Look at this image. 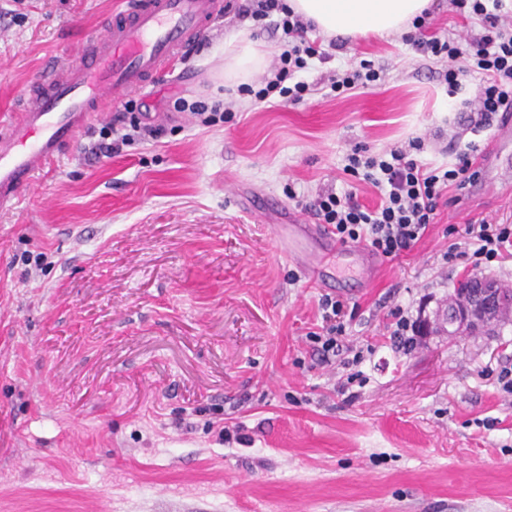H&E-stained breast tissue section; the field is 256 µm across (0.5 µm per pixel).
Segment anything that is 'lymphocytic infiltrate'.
Instances as JSON below:
<instances>
[{"instance_id": "f902f5d3", "label": "lymphocytic infiltrate", "mask_w": 512, "mask_h": 512, "mask_svg": "<svg viewBox=\"0 0 512 512\" xmlns=\"http://www.w3.org/2000/svg\"><path fill=\"white\" fill-rule=\"evenodd\" d=\"M452 11L468 15L478 21L480 31H467L466 35L438 36L431 31L426 17L415 18V34L408 40L418 53L428 58L448 62V91L459 88L458 59H465L469 72L479 74L482 87L475 99L462 103V109L474 113V129L492 125L495 116L512 110V16L501 14L502 0H450ZM243 16L251 18L260 27L281 30L288 41L287 50L279 56L275 77L263 88L244 87V94L264 101L279 96L297 103L308 94L311 85L295 80V73L307 66L309 59L327 60L328 51L308 38L311 22L287 8L283 0H251L242 7ZM422 139L409 140L407 146L391 150L389 158L359 159L350 157L349 171H362L363 180L376 188L379 201L375 207L361 203L355 192L344 195L332 192L319 194L314 215L320 223L328 225L341 244H365L370 251L383 258H395L411 250L434 224L440 201L449 188L463 189L473 174L472 157L477 152L475 142H468L446 168L424 167L416 158L423 151ZM467 250L450 244L443 253L446 265L465 261L470 273L484 274L492 263L512 258V225L480 221L466 225ZM322 329L310 333L324 364H332L344 348L343 336L345 305L325 295L319 301Z\"/></svg>"}]
</instances>
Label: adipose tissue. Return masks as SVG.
<instances>
[{
    "label": "adipose tissue",
    "instance_id": "adipose-tissue-1",
    "mask_svg": "<svg viewBox=\"0 0 512 512\" xmlns=\"http://www.w3.org/2000/svg\"><path fill=\"white\" fill-rule=\"evenodd\" d=\"M296 14L329 38L389 37L411 31L413 20L431 0H286ZM266 52L260 41L241 35L224 45V74L241 77L258 67Z\"/></svg>",
    "mask_w": 512,
    "mask_h": 512
}]
</instances>
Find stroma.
Returning <instances> with one entry per match:
<instances>
[{
	"instance_id": "35a3bbf8",
	"label": "stroma",
	"mask_w": 512,
	"mask_h": 512,
	"mask_svg": "<svg viewBox=\"0 0 512 512\" xmlns=\"http://www.w3.org/2000/svg\"><path fill=\"white\" fill-rule=\"evenodd\" d=\"M222 11L195 50L138 94L164 133L109 158L92 119L0 210V512H512V320L456 337L430 329L402 348L392 311L434 318L463 265L443 253L466 224H512V178L479 191L482 164L410 252L377 259L373 284L337 292L346 345L365 348L349 390L320 364L327 287L288 254L319 192L374 188L352 153L419 137L418 160L453 163L452 136L488 150L456 111L447 63L401 38L347 40L300 80L369 60L386 79L299 103L240 95L221 68L247 33L275 59L281 32ZM123 0H0V124L52 64L76 59ZM183 97L221 111L205 126ZM237 427L224 440L216 421Z\"/></svg>"
}]
</instances>
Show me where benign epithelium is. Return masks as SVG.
Returning a JSON list of instances; mask_svg holds the SVG:
<instances>
[{
    "mask_svg": "<svg viewBox=\"0 0 512 512\" xmlns=\"http://www.w3.org/2000/svg\"><path fill=\"white\" fill-rule=\"evenodd\" d=\"M452 299L453 303L437 314L450 336L488 325L512 312V293L486 277L472 278L454 291Z\"/></svg>",
    "mask_w": 512,
    "mask_h": 512,
    "instance_id": "obj_1",
    "label": "benign epithelium"
}]
</instances>
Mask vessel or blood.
Instances as JSON below:
<instances>
[{
  "mask_svg": "<svg viewBox=\"0 0 512 512\" xmlns=\"http://www.w3.org/2000/svg\"><path fill=\"white\" fill-rule=\"evenodd\" d=\"M219 10V0H125L105 35L81 48L75 64L43 75L0 128V210L12 208L96 114L153 85Z\"/></svg>",
  "mask_w": 512,
  "mask_h": 512,
  "instance_id": "obj_1",
  "label": "vessel or blood"
}]
</instances>
